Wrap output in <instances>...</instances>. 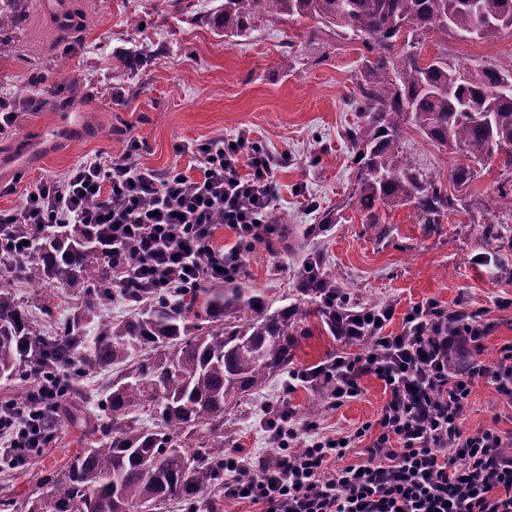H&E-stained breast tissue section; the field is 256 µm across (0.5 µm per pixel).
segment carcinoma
Returning <instances> with one entry per match:
<instances>
[{"mask_svg": "<svg viewBox=\"0 0 512 512\" xmlns=\"http://www.w3.org/2000/svg\"><path fill=\"white\" fill-rule=\"evenodd\" d=\"M27 0H0V45ZM224 0L211 17L224 34L243 36L261 19L311 17L361 41L363 76L358 121L351 130L357 164L359 208L366 223L380 224V212L410 207L429 231L448 212L468 207L463 194L496 153L508 149L512 165V61L489 63L472 82L448 54L425 63L423 37L429 31L462 37L478 18V39L489 41L512 24V0ZM59 39L82 40L84 12L73 0L51 5ZM36 92L16 101L0 98V112H32L43 93H57L41 73L30 78ZM411 125L436 146L459 154L449 183L422 170L404 150ZM37 263L13 274L78 290L79 306L59 332H46L0 282V381L20 384L0 408L42 405L31 385L43 380L61 392L56 409L80 421L85 448L60 470L43 477L46 490L27 502V512H163L179 501L196 512L205 488L224 489V415L243 397L288 368L296 337L306 335L308 311L273 307L262 293L228 283L222 288H117L112 251L102 248L81 224L47 237L36 248ZM309 257L300 272V293L322 309L336 333L323 296L335 282L314 274ZM130 313L112 321L103 311L115 297ZM110 370L104 401L90 408L84 389ZM148 412L146 425L139 413Z\"/></svg>", "mask_w": 512, "mask_h": 512, "instance_id": "carcinoma-1", "label": "carcinoma"}]
</instances>
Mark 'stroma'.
I'll list each match as a JSON object with an SVG mask.
<instances>
[{
    "label": "stroma",
    "mask_w": 512,
    "mask_h": 512,
    "mask_svg": "<svg viewBox=\"0 0 512 512\" xmlns=\"http://www.w3.org/2000/svg\"><path fill=\"white\" fill-rule=\"evenodd\" d=\"M222 2L183 0L174 10L165 0H103L89 7L83 40L71 46L56 43L43 0H28L20 28L8 46L0 47V96L27 86L36 67L51 85L63 83L64 70L80 72L85 94L73 109L84 125L58 142L51 156L0 180V211L20 212L25 193L39 180L64 177L95 153L124 155L133 138L144 145L139 165L167 170L188 167L190 157L180 153V145L245 132L277 164L273 204L288 216V244L273 250L258 242L245 250L241 286L278 306L300 302L298 273L314 255L350 303L393 308L390 333L400 331L411 306L427 299L451 313L486 310L490 328L481 358L493 364L499 348L512 343V248L485 239L481 226L512 213V200L496 192L503 178L512 177L504 155L471 183L470 208L449 214L441 233H425L408 207L383 214L381 224H365L352 195L356 166L348 139L360 99L361 43L309 17L262 20L249 37H227L199 21ZM159 44L164 51L148 66L127 55L132 46L150 50ZM422 51L446 52L472 70L505 63L512 60V27L487 42L432 31ZM62 113L58 96L44 100L37 111L18 113L12 126L0 131V162L47 136ZM405 143L423 168L448 178L453 154L412 130ZM327 215L333 218L327 231L310 234L311 225ZM12 294L31 314L51 307L53 317L44 323L51 333L73 304L71 289L45 282L14 283ZM306 328L307 336L291 350V365L298 369L317 365L340 346L321 314L310 312ZM283 398L301 422L311 406H318L319 430L327 434L349 432L376 418L386 402L383 382L370 376L360 397L330 409L318 391L289 389L288 374L281 371L228 411L225 447L240 449L248 459L276 455L263 407ZM491 425L512 433V404L478 380L465 426L475 431ZM81 445L79 431L62 424L60 442L44 449L32 469L0 473V490L25 506L40 493L43 472L62 468Z\"/></svg>",
    "instance_id": "35a3bbf8"
}]
</instances>
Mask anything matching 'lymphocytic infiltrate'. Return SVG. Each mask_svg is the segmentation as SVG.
I'll return each instance as SVG.
<instances>
[{
    "mask_svg": "<svg viewBox=\"0 0 512 512\" xmlns=\"http://www.w3.org/2000/svg\"><path fill=\"white\" fill-rule=\"evenodd\" d=\"M130 140L124 157L99 152L64 178H46L26 195L21 214L0 212V255H35L37 241L59 225L104 231L125 288L219 285L240 274L242 254L263 240L274 194V160L247 135L183 145L195 170L138 166ZM248 175H241V167ZM234 229L230 249L215 241L218 225ZM342 348L308 369H291L288 387L326 392L337 408L362 393L361 380H381L388 399L378 417L343 442L297 422L287 401L267 404V428L278 453L245 461L224 451V497L261 505V512H512V437L464 426L475 380L512 401V344L495 364L481 359L489 330L476 310L453 320L437 301L414 304L399 333L386 332L391 307H358L327 298ZM369 341L361 354L348 345ZM40 428L23 410L0 411V450L38 445ZM360 454L350 462L351 454Z\"/></svg>",
    "mask_w": 512,
    "mask_h": 512,
    "instance_id": "f902f5d3",
    "label": "lymphocytic infiltrate"
}]
</instances>
